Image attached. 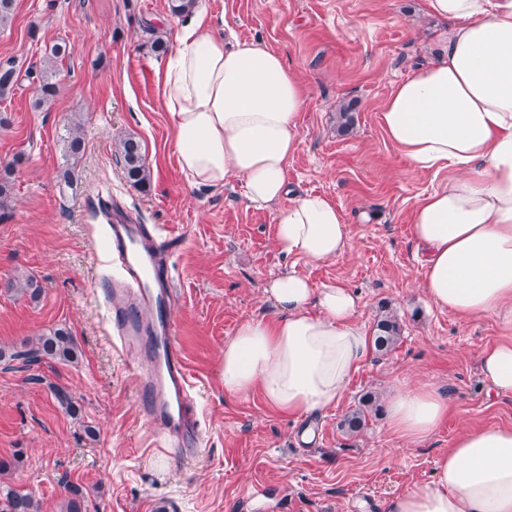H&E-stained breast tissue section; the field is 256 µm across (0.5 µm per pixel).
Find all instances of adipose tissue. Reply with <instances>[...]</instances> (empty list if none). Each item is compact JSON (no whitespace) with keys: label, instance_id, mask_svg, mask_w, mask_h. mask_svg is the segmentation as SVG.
<instances>
[{"label":"adipose tissue","instance_id":"1","mask_svg":"<svg viewBox=\"0 0 512 512\" xmlns=\"http://www.w3.org/2000/svg\"><path fill=\"white\" fill-rule=\"evenodd\" d=\"M427 8L450 24L448 54L393 87L381 125L413 169L450 173L412 212L411 234L426 250L423 287L459 317L496 318L500 336L479 372L488 392L512 394V0H427ZM160 96L190 185L238 179L250 205L274 210L285 255L322 263L347 250L349 229L332 200L289 194L305 88L277 52L214 35L194 17L175 33ZM263 296L271 314L245 319L224 341L225 394L260 393L294 419L339 404L371 354L358 296L292 270L270 278ZM448 409L435 383H406L389 394L386 419L418 444ZM388 512H512V427L457 436L432 480L391 498Z\"/></svg>","mask_w":512,"mask_h":512}]
</instances>
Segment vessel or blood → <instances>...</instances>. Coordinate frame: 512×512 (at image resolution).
<instances>
[{
  "label": "vessel or blood",
  "mask_w": 512,
  "mask_h": 512,
  "mask_svg": "<svg viewBox=\"0 0 512 512\" xmlns=\"http://www.w3.org/2000/svg\"><path fill=\"white\" fill-rule=\"evenodd\" d=\"M109 258L117 266L106 297L112 306L113 341L125 351V368L144 412L161 425L177 424L180 435L201 443L195 385L169 310L177 295L171 285L170 239L161 227L133 223L113 213L108 226ZM153 310L150 320L137 307Z\"/></svg>",
  "instance_id": "b4317fda"
}]
</instances>
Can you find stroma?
<instances>
[{"instance_id": "35a3bbf8", "label": "stroma", "mask_w": 512, "mask_h": 512, "mask_svg": "<svg viewBox=\"0 0 512 512\" xmlns=\"http://www.w3.org/2000/svg\"><path fill=\"white\" fill-rule=\"evenodd\" d=\"M171 0H14L0 27V62L18 83L0 98V169L12 165V190L0 208V349L63 328L77 345L69 362L33 370L0 361V483L21 486L38 512H62L70 487L86 512H387L392 497L431 480L439 455L466 430L512 427V394L487 396L478 358L499 336L495 317L463 319L434 307L423 289L422 254L410 222L414 207L442 178L411 169L386 138L379 109L394 84L438 59L448 22L426 0H196L215 32L234 31L282 55L306 88L300 144L288 165L291 194L330 198L349 227L351 248L307 264L274 244L273 210L248 204L238 180L220 190L189 186L174 152L159 78L185 17ZM57 43L60 91L33 106L35 72ZM349 108L355 124L337 129ZM84 124L85 151L72 187L57 175L63 138ZM135 137L149 170L133 185L116 155ZM104 198L137 223L174 236L170 310L195 384L204 444L191 458L167 454L166 431L144 419L109 332L101 297L105 264ZM295 269L313 284L338 282L360 296L358 321L373 332L385 312L401 336L387 354L371 353L341 402L315 420L319 441L304 442V419L270 412L260 395H225L224 341L251 315L267 311V280ZM33 279L37 297L11 290ZM39 381H30V374ZM429 380L450 397L448 418L425 442L407 446L383 411L365 428L339 426L366 396L385 403L393 386ZM75 404L67 411L57 393ZM262 495L251 498L253 490Z\"/></svg>"}]
</instances>
